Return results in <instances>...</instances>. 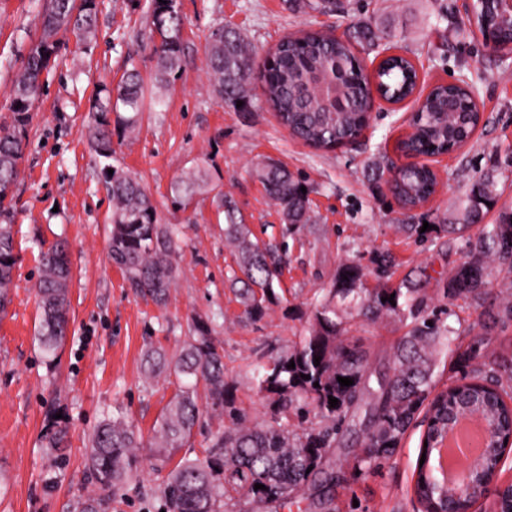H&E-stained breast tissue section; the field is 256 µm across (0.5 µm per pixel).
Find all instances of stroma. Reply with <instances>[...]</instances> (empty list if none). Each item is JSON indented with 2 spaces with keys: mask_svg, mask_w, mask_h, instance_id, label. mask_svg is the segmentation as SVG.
<instances>
[{
  "mask_svg": "<svg viewBox=\"0 0 512 512\" xmlns=\"http://www.w3.org/2000/svg\"><path fill=\"white\" fill-rule=\"evenodd\" d=\"M47 0H0V115L7 114L21 60L42 36L40 16ZM149 0H99L96 36L78 40L59 32V49L43 95L32 113L25 157L14 188V270L11 301L0 311V512H75L93 484L88 471V436L109 412H122L150 440L177 382L146 381L145 352L179 351L197 320L208 322L224 348V376L236 407L262 422L267 399L251 381L250 366L269 350L288 349L302 332L317 289L329 282L341 259L371 249H388L401 265L396 277L431 266L450 271L471 246L467 238L439 235L408 238L404 224L441 223L474 178L497 171L503 203L512 206V51L494 52L470 31L452 25L459 0H346L335 13H294L285 0H178L185 44L183 66L155 111L137 127L112 129L113 166L145 187L163 221L181 230L179 277L167 306L138 296L108 255L112 198L103 167L85 132L98 88H114L130 65L149 75L152 59ZM373 30L402 35L401 46L420 70V90L466 78L473 83L484 125L460 151L437 164L439 188L424 207L398 209L383 182L371 174L379 155L394 157L395 142L407 127L408 107L377 104L357 144L316 150L281 126L254 80V107L237 112L205 85L204 48L211 32L238 28L258 53L284 35L325 29L352 35L357 19ZM269 157L285 164L311 187L318 233L290 241L288 265L275 290L280 297L267 315L243 314L228 278L236 259L224 241V216L215 192L235 201L254 234L278 242L280 217L251 173L253 162ZM203 164L212 192L194 196L187 209L171 203V185L184 171ZM65 242L71 274L67 284L69 324L55 360L39 347V304L34 285L40 255ZM496 299L474 310L453 306L449 318L460 345L480 336L490 349L512 356V325L495 320ZM405 332L392 319L360 321L353 329L374 353L373 367L386 371L392 347ZM68 429L65 447L49 448L53 423ZM422 427L411 428L389 464L346 477L336 497L341 512H415L412 478ZM149 448L134 465L139 477L117 504V512H159L161 476Z\"/></svg>",
  "mask_w": 512,
  "mask_h": 512,
  "instance_id": "obj_1",
  "label": "stroma"
}]
</instances>
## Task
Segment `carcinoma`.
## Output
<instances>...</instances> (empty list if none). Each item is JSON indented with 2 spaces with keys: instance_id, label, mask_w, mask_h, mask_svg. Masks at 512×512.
I'll return each mask as SVG.
<instances>
[{
  "instance_id": "cac0c4a2",
  "label": "carcinoma",
  "mask_w": 512,
  "mask_h": 512,
  "mask_svg": "<svg viewBox=\"0 0 512 512\" xmlns=\"http://www.w3.org/2000/svg\"><path fill=\"white\" fill-rule=\"evenodd\" d=\"M298 12H333L336 0H288ZM98 0H49L41 23L43 36L22 61L9 107L0 117V310L9 301L14 252L11 208L12 188L24 158L32 120L31 110L42 94V76L57 51L55 36L70 31L86 41L94 34ZM478 17H488L498 29L512 27V13L499 10L495 0L478 6ZM152 32L160 42L153 48L152 85L164 89L181 70L184 45L178 0H151ZM379 40L362 20L353 25V39L343 40L319 30L282 38L275 47L274 63L260 71L266 102L279 123L303 143L323 151L354 141L361 133L372 84L390 100L400 101L416 89L417 70L411 57H390L368 73L355 53L359 44ZM256 53L232 26L214 30L205 46V73L213 94L239 112L253 108L251 83ZM146 84L140 72H126L116 91L103 90L95 97L89 137L95 152L108 158L112 141L106 128L112 113L123 112L121 131L133 128L145 108ZM474 86L460 79L454 85L438 83L425 97L423 109L413 120L409 146L423 152L451 151L471 140L481 121L472 102ZM243 102L237 106V102ZM253 173L274 202L284 227L282 238L312 233L316 223L305 181L283 164L263 159ZM112 196V230L108 253L138 294L155 304L167 303L170 288L179 276V229L162 223L156 205L141 183L115 168L108 177ZM436 180L419 169L400 172L395 198L410 211L434 193ZM497 178L487 172L474 179L448 214V223L434 224L423 232L420 224H402L409 236L424 239L440 231L464 236L479 226L471 248L448 277H435L428 267L392 283L396 256L372 251L368 264L352 256L340 261L328 285L316 290L313 310L298 340L286 351L263 354L252 364L251 378L257 392L271 400V411L261 423L249 424L236 411L224 379V350L214 343L210 328L196 323L183 340L179 353L162 349L146 355V378L175 375L180 385L168 402L155 429L150 448L158 470L166 468L186 445L203 414L197 385L204 383L212 411L230 418L201 458H183L166 473L161 486L165 512H283L307 496L320 512H336V474L325 471L336 445L349 426L352 414L363 408L368 417L351 471L364 473L381 468L397 453L413 423L424 416L426 430L416 465L414 494L426 512H470L486 497L497 479V459L512 450V361L487 351L478 339L463 352L457 350L459 332L444 315L461 300L478 309L485 303L493 272L512 275V264L499 259L512 246V208L499 211L496 220L482 223L499 200ZM212 191L209 170L198 165L183 173L171 186L173 203L186 208L197 194ZM224 212V238L233 248L240 274L238 297L244 313L261 320L277 300L275 281L287 263L288 244L266 243L244 223L231 198L218 194ZM42 275L36 285L41 308L39 340L44 357H57L65 336L68 314L67 281L70 260L65 248L55 245L42 254ZM348 279H342V275ZM442 284L435 294L431 281ZM394 296V302L386 297ZM389 317L404 328V336L391 353L392 367L377 377V388L366 385L372 354L358 339L348 336L354 316ZM497 317L512 323V292H500ZM451 355L462 369L460 377L444 391L432 395L441 355ZM320 358L314 363V358ZM295 363V368L288 364ZM310 379L305 380L303 376ZM354 380L341 386L337 377ZM338 399L332 407L328 396ZM481 410L484 440L476 469L481 473L473 495L463 501L443 503L436 488L434 457L442 445L449 422L469 408ZM88 465L96 490L82 497L77 512H112L123 499L126 485L135 477L134 450L141 447L131 422L121 415L104 418L94 429ZM260 483L265 489H255Z\"/></svg>"
}]
</instances>
